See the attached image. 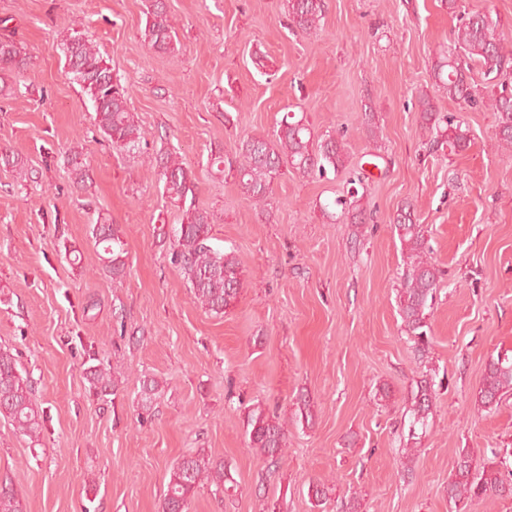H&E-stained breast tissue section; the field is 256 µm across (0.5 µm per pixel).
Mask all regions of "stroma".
Segmentation results:
<instances>
[{
	"label": "stroma",
	"instance_id": "stroma-1",
	"mask_svg": "<svg viewBox=\"0 0 512 512\" xmlns=\"http://www.w3.org/2000/svg\"><path fill=\"white\" fill-rule=\"evenodd\" d=\"M149 3L0 0V34L32 56L0 79V147L37 172L21 187L0 165V348L29 373L44 417L35 441L0 417V484L23 512H161L171 465L201 450L230 465L238 488L222 500L198 489L188 512H265L270 500L281 512H341L354 494L364 512H449L461 449L512 473V392L490 410L476 402L487 363L512 355V157L493 112L445 97L439 111L461 115L470 144L430 147L415 104L455 25L444 0H326L310 35L291 30L285 0H167L173 56L143 42ZM75 35L131 86L138 149H113L95 127L62 53ZM289 112L315 134L345 132L373 222L324 216L346 173L286 172L261 209L211 168L210 156L272 134ZM73 150L88 165L80 188ZM166 151L193 170L214 245L244 271L224 316L200 307L166 258L180 222L158 180ZM408 201L442 272L423 356L397 306L404 255L391 220ZM100 221L125 232L123 279L103 268ZM91 366L114 375L116 394L91 386ZM146 378L161 389L147 410ZM423 378L437 397L406 473L398 450ZM302 393L314 404L306 425L292 421ZM257 403L289 420L274 470L247 445L242 411ZM317 480L335 487L319 506L308 495Z\"/></svg>",
	"mask_w": 512,
	"mask_h": 512
}]
</instances>
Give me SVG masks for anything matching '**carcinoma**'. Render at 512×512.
I'll list each match as a JSON object with an SVG mask.
<instances>
[{
  "label": "carcinoma",
  "instance_id": "carcinoma-1",
  "mask_svg": "<svg viewBox=\"0 0 512 512\" xmlns=\"http://www.w3.org/2000/svg\"><path fill=\"white\" fill-rule=\"evenodd\" d=\"M448 13L457 17L458 25L452 37L443 46L432 66L433 87L436 93L461 105L481 102L494 112L496 136L504 150L512 148V91L498 82V78L512 71V50L504 44L500 21L481 11L461 9L459 0H446ZM288 20L298 31L310 35L318 30L324 12V0H287ZM144 43L159 54L178 51L173 27L169 22L165 0H151L145 28ZM62 52L68 74L86 93L92 103L95 121L103 136L116 149L133 150L145 140V132L130 111L131 90L112 76V69L93 43L72 36L63 43ZM30 61V53L16 40L0 37V73H19ZM479 68L486 80L483 89L474 85V68ZM417 111L426 128L433 134L432 145L448 153L464 151L469 143L467 130L455 115L438 112L433 97L422 93L417 100ZM239 160L225 162L214 156L209 163L224 171L233 168L241 191L257 206L266 205L271 186L287 168L304 177H326L346 168L348 151L341 135L318 137L304 119L284 115L270 138L250 137L241 141L235 151ZM0 163L10 168L20 182L32 177L28 161L11 152H0ZM160 180L163 195L182 204V222L173 229L169 261L181 270L195 299L208 313L221 316L238 303L243 286L240 263L231 252H221L210 244V213L196 204L195 175L179 157L168 154L160 159ZM358 176L349 180L348 197L336 200L351 212L350 223H364L363 207L357 185ZM394 231L405 254L406 268L398 294L399 315L405 332L414 342L416 351L426 352L431 343L429 316L439 286L440 270L427 257L426 229L416 223L413 204L397 210L393 219ZM92 238L100 247L104 269L113 279L126 274V251L120 225L99 223L92 227ZM91 384L100 391L116 389L110 372L104 368L88 371ZM512 390V359L499 357L491 360L485 369L477 394L478 405L491 409L501 397ZM159 392V383L153 378L142 381L139 392L141 406L151 408ZM436 399L434 382L424 378L411 391L412 422L406 447L401 449L400 465L412 462L410 445L418 438L416 426L427 425ZM6 417L20 434L31 439L40 437L42 422L32 398V385L17 368L11 352L0 349V416ZM243 422L248 436V447L255 450L269 466L283 458L288 440L285 421L270 413L260 404L243 411ZM210 488L219 497L237 487L228 466L204 452L184 456L169 470V479L163 493L162 512H188L191 498L202 487ZM504 494L512 495V481L502 478L496 462L489 460L474 464V452L465 448L459 452L454 472L448 479V503L454 512H462L465 501L486 499ZM0 512H22L21 501L14 489L0 486Z\"/></svg>",
  "mask_w": 512,
  "mask_h": 512
}]
</instances>
